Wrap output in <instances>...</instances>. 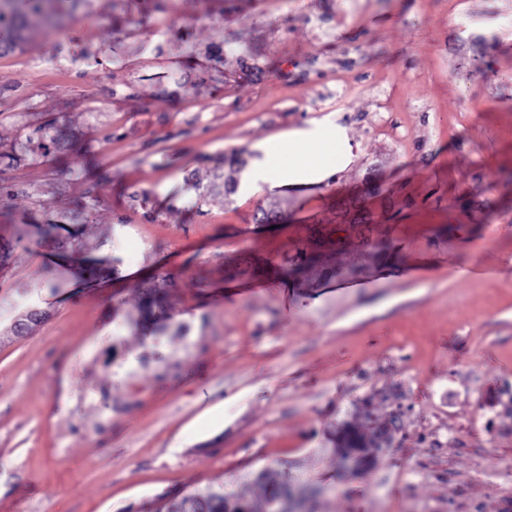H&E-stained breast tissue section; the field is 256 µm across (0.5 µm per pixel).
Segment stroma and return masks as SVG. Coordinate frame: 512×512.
I'll list each match as a JSON object with an SVG mask.
<instances>
[{
  "instance_id": "stroma-1",
  "label": "stroma",
  "mask_w": 512,
  "mask_h": 512,
  "mask_svg": "<svg viewBox=\"0 0 512 512\" xmlns=\"http://www.w3.org/2000/svg\"><path fill=\"white\" fill-rule=\"evenodd\" d=\"M324 120L343 172L225 194L218 159ZM510 170L512 0L33 19L0 50V512H142L209 482L257 503L251 474L283 462L318 512H512ZM278 200L287 220L257 223ZM43 224L78 231L69 267ZM170 278L175 317L141 336V290ZM395 414L347 471L331 433Z\"/></svg>"
}]
</instances>
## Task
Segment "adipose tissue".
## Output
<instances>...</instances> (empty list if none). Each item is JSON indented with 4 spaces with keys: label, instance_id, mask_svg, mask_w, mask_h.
<instances>
[{
    "label": "adipose tissue",
    "instance_id": "adipose-tissue-1",
    "mask_svg": "<svg viewBox=\"0 0 512 512\" xmlns=\"http://www.w3.org/2000/svg\"><path fill=\"white\" fill-rule=\"evenodd\" d=\"M253 150L245 178L256 190L321 183L342 171L352 155L344 127L330 121L288 129Z\"/></svg>",
    "mask_w": 512,
    "mask_h": 512
}]
</instances>
